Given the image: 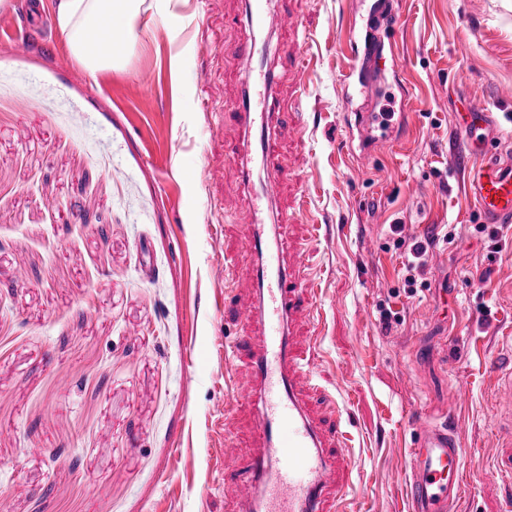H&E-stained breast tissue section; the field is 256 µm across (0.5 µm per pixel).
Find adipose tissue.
<instances>
[{
  "mask_svg": "<svg viewBox=\"0 0 512 512\" xmlns=\"http://www.w3.org/2000/svg\"><path fill=\"white\" fill-rule=\"evenodd\" d=\"M143 2L53 0L56 25L71 58L92 74L123 67Z\"/></svg>",
  "mask_w": 512,
  "mask_h": 512,
  "instance_id": "obj_1",
  "label": "adipose tissue"
}]
</instances>
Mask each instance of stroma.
<instances>
[{"instance_id": "35a3bbf8", "label": "stroma", "mask_w": 512, "mask_h": 512, "mask_svg": "<svg viewBox=\"0 0 512 512\" xmlns=\"http://www.w3.org/2000/svg\"><path fill=\"white\" fill-rule=\"evenodd\" d=\"M267 0L298 17L267 35L291 113L273 214L312 305L305 379L346 424L345 512H409L406 415L454 414L461 512H504L489 361L512 336V227L481 224L450 150L469 104L512 133V0ZM0 29V512H225V454L245 455L249 404L226 383L225 310L254 294L251 197L226 121L247 77L231 48L245 0H144L124 67L90 74L58 32ZM381 76L350 93L353 49ZM308 58L307 69L297 66ZM179 72H172V62ZM390 111L367 157L354 110ZM405 240L428 242L408 284ZM238 256L232 279L224 259ZM466 386L469 399L455 405Z\"/></svg>"}]
</instances>
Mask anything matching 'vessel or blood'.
I'll use <instances>...</instances> for the list:
<instances>
[{"mask_svg": "<svg viewBox=\"0 0 512 512\" xmlns=\"http://www.w3.org/2000/svg\"><path fill=\"white\" fill-rule=\"evenodd\" d=\"M250 14L257 28L277 21L297 27L293 14L270 16L264 0H252ZM234 55L246 73L263 79L265 94L276 84L262 43L252 37L237 42ZM261 153L263 173L252 188L257 202L275 197L282 167L271 137L274 113L243 104L233 114ZM491 112L469 113L454 143L462 160L481 154L482 165L468 181L479 216L485 224H512V162L497 158L488 135ZM251 247L257 259L258 291L238 316L248 329L237 346L250 351L246 372L234 373L231 389L237 399L254 402L256 434L250 452L224 459V483L229 486V512H334L351 487L354 461L340 425H325L311 413L309 394L301 384L313 355H301L287 327L307 307L294 285L295 268L273 247L263 224L251 227ZM410 426L414 437L405 482L411 512H455L462 486V441L455 419L437 422L415 412Z\"/></svg>", "mask_w": 512, "mask_h": 512, "instance_id": "1", "label": "vessel or blood"}]
</instances>
